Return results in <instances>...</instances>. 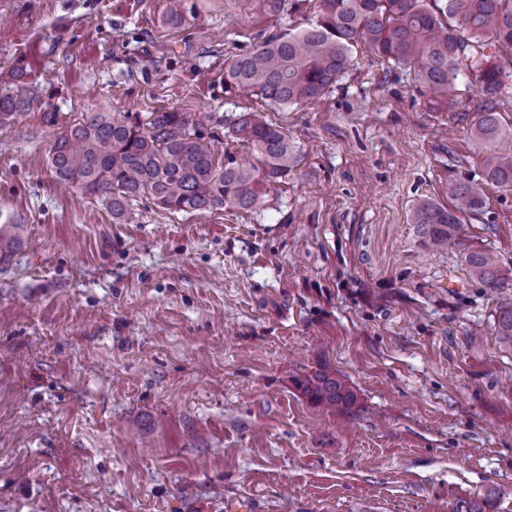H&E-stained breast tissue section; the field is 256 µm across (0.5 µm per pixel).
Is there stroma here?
Here are the masks:
<instances>
[{
	"mask_svg": "<svg viewBox=\"0 0 512 512\" xmlns=\"http://www.w3.org/2000/svg\"><path fill=\"white\" fill-rule=\"evenodd\" d=\"M0 0V74L23 64L61 126L86 112L209 115L219 159L254 157L225 116L262 111L297 165L254 211L171 212L143 197L118 223L58 184L39 114L0 130V217L27 228L0 263V512H512V351L465 251L512 264V192L463 246L430 250L410 215L482 180L480 97L428 108L412 68L365 47L319 102L224 92V62L312 11L269 0ZM482 326L481 340L470 331ZM348 416L295 378L321 367ZM163 21L169 26L179 27L193 15L194 5L189 0H165ZM294 384L317 406L341 413L355 412L357 399L354 391L331 370L319 369L296 378Z\"/></svg>",
	"mask_w": 512,
	"mask_h": 512,
	"instance_id": "35a3bbf8",
	"label": "stroma"
}]
</instances>
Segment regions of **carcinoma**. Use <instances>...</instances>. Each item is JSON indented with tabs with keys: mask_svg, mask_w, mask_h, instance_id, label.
Segmentation results:
<instances>
[{
	"mask_svg": "<svg viewBox=\"0 0 512 512\" xmlns=\"http://www.w3.org/2000/svg\"><path fill=\"white\" fill-rule=\"evenodd\" d=\"M310 26L300 32L266 37L253 50L224 62V91L247 90L275 104L303 105L324 97L345 73L353 49L364 45L385 62L415 66L448 111L455 105L453 81L466 69L482 99L470 133L482 149L487 185L512 190V124L497 107L512 94V73L502 55L512 57V0H317ZM189 0H165L163 21L179 27L193 15ZM24 66L0 79V129L46 107L30 87ZM191 112L161 110L145 121L87 112L55 141L50 165L56 178L105 201L116 221L129 220L130 201L150 197L173 211L255 210L270 184L288 175L297 153L283 128L262 112H240L229 121L232 136L250 144L262 167L233 158L218 162L214 142L199 130ZM487 197L478 184L452 189L451 205L423 201L411 223L423 230L434 250L467 234ZM17 224L0 225V253L20 243ZM471 278L497 292L512 288V267L495 252L471 250L465 256ZM494 329L512 351V305L499 306ZM310 401L327 410L352 413L354 391L336 374L319 369L294 380Z\"/></svg>",
	"mask_w": 512,
	"mask_h": 512,
	"instance_id": "cac0c4a2",
	"label": "carcinoma"
}]
</instances>
